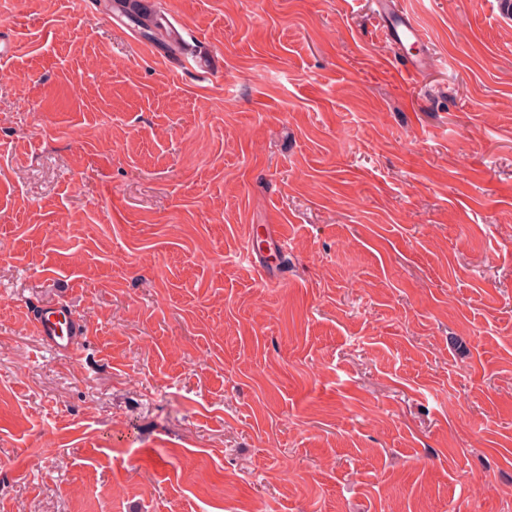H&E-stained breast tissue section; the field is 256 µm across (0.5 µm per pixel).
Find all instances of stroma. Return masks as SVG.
I'll list each match as a JSON object with an SVG mask.
<instances>
[{
	"label": "stroma",
	"instance_id": "35a3bbf8",
	"mask_svg": "<svg viewBox=\"0 0 512 512\" xmlns=\"http://www.w3.org/2000/svg\"><path fill=\"white\" fill-rule=\"evenodd\" d=\"M143 2L0 0V512H512V16ZM375 14L383 39L400 54H407V46H417L420 42L418 29L410 18L399 10L394 0H376ZM123 12L129 20L130 26L136 28L143 38L172 49L171 45L165 40V37L169 36L171 31L164 17L146 7H140L139 10L134 12H128L123 7ZM32 320L37 336L62 355L75 353L87 335L84 325L62 305L37 307Z\"/></svg>",
	"mask_w": 512,
	"mask_h": 512
}]
</instances>
